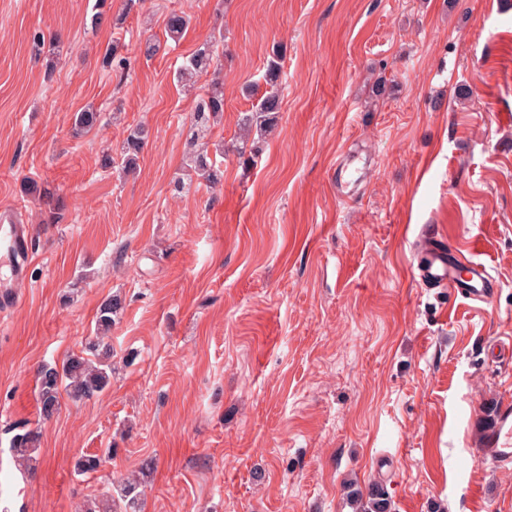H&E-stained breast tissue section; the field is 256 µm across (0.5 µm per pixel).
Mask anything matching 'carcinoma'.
Returning a JSON list of instances; mask_svg holds the SVG:
<instances>
[{
    "instance_id": "cac0c4a2",
    "label": "carcinoma",
    "mask_w": 512,
    "mask_h": 512,
    "mask_svg": "<svg viewBox=\"0 0 512 512\" xmlns=\"http://www.w3.org/2000/svg\"><path fill=\"white\" fill-rule=\"evenodd\" d=\"M188 25V18L182 13L172 12L167 16L165 28L169 38L178 40ZM32 47L38 54L43 52L55 56L56 42L45 41V35L37 31L32 36ZM215 56V45L205 42L194 53L186 57L176 70L178 83L192 87L197 79L211 67ZM283 48L279 47L268 60L265 72L266 82L275 85L280 77ZM280 96L271 92L261 97L255 108L242 118L244 136H249L252 128H265L280 112ZM224 112V88L219 83L211 85L203 95L199 96L195 109L191 114L187 132V142L190 150L186 155L185 164L192 170L197 179L217 185L223 178L220 168L216 167L209 157L207 143L204 139L211 132V120ZM100 119V113L94 108H86L73 116V131L77 134L87 133L94 129ZM147 131L139 126L130 130L122 146L125 170H130L136 164L141 153ZM25 194L47 199L52 209H58L59 202L51 198L50 192L37 181L30 180L23 186ZM122 309V300L114 295L105 300L98 309L95 317L96 336L86 343L78 354L70 355L61 365L45 364L39 371L38 400L43 417H52L58 409L61 393L65 392L74 401L90 399L99 395L111 384L112 351L104 343V338L112 329L115 317ZM36 435L31 431L18 433L13 438L12 452L18 461L27 462L35 449ZM110 452L99 455H86L77 463V470L82 474L92 473L99 469ZM141 478L134 476L120 486V497L126 501V507L136 512L139 497L138 488ZM364 512H390V501L382 486H373L368 493V501L363 505Z\"/></svg>"
}]
</instances>
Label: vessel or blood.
<instances>
[{"label":"vessel or blood","mask_w":512,"mask_h":512,"mask_svg":"<svg viewBox=\"0 0 512 512\" xmlns=\"http://www.w3.org/2000/svg\"><path fill=\"white\" fill-rule=\"evenodd\" d=\"M32 233L28 225L17 223L12 214L0 215V262L9 268L8 277L0 279V308L9 309L17 299L11 290L14 281L27 277L32 261ZM417 266L424 287L449 288L472 303L492 301L496 280L491 268L480 260L473 247L458 248L435 235L423 236L417 246Z\"/></svg>","instance_id":"b4317fda"}]
</instances>
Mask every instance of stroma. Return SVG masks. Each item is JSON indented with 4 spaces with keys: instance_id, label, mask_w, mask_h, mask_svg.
<instances>
[{
    "instance_id": "obj_1",
    "label": "stroma",
    "mask_w": 512,
    "mask_h": 512,
    "mask_svg": "<svg viewBox=\"0 0 512 512\" xmlns=\"http://www.w3.org/2000/svg\"><path fill=\"white\" fill-rule=\"evenodd\" d=\"M210 40L224 178L177 197L196 99L174 73ZM277 44L281 110L240 146ZM89 105L100 123L74 135ZM139 124L136 169H102ZM27 179L64 200L58 223ZM2 210L34 260L0 309V512L106 507L149 460L141 512H356L348 487L375 483L391 512H512V467L482 451L512 403V358L487 354L512 336V0H0ZM425 233L479 243L491 304L421 286ZM112 295L109 388L42 419L39 368ZM19 426L38 434L22 466Z\"/></svg>"
}]
</instances>
